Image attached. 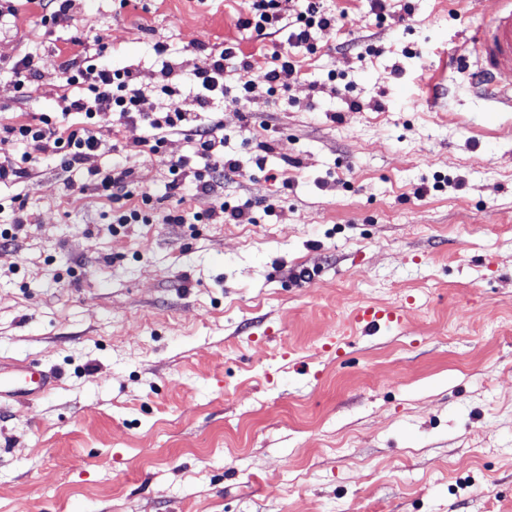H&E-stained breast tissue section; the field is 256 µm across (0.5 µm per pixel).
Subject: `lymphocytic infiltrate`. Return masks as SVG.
<instances>
[{
  "label": "lymphocytic infiltrate",
  "instance_id": "f902f5d3",
  "mask_svg": "<svg viewBox=\"0 0 512 512\" xmlns=\"http://www.w3.org/2000/svg\"><path fill=\"white\" fill-rule=\"evenodd\" d=\"M236 60L241 73L249 72L251 62L248 56L239 53L233 45L206 54L204 63L192 79L195 109L199 112L212 111L215 101L224 97V64ZM63 81L77 87L78 95L70 99L66 109L83 113L86 122L77 128L59 132L50 116H41L38 123H20L0 127V134L12 138L23 147L19 158L0 161V181L21 177L25 166L31 160L32 152H39L60 160L68 168L80 166L87 155L99 147L90 124L95 118L107 112L120 116L139 117L146 123L148 135L144 140L151 154H160L169 132L184 125H191L190 111L177 104L181 96L179 87L160 85L159 91L171 103L164 112H151L146 108V95L142 89L141 76L133 69L113 70L95 63L92 54H76L61 59L57 65ZM198 153L211 157L212 164L206 173L195 177L198 191L207 192L213 188L215 175L237 172L235 160L224 158L218 151L220 141L214 128L192 125Z\"/></svg>",
  "mask_w": 512,
  "mask_h": 512
}]
</instances>
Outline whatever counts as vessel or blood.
I'll list each match as a JSON object with an SVG mask.
<instances>
[{"mask_svg": "<svg viewBox=\"0 0 512 512\" xmlns=\"http://www.w3.org/2000/svg\"><path fill=\"white\" fill-rule=\"evenodd\" d=\"M498 13L491 21L480 22L471 40L479 64L478 73L487 79L486 93L512 91V0H499ZM401 313L393 308L365 305L357 309L354 327L364 330L401 322ZM57 377L33 366H20L12 372L0 369V396L21 402H33L53 389Z\"/></svg>", "mask_w": 512, "mask_h": 512, "instance_id": "1", "label": "vessel or blood"}]
</instances>
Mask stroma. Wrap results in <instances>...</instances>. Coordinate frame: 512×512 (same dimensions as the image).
<instances>
[{
  "label": "stroma",
  "mask_w": 512,
  "mask_h": 512,
  "mask_svg": "<svg viewBox=\"0 0 512 512\" xmlns=\"http://www.w3.org/2000/svg\"><path fill=\"white\" fill-rule=\"evenodd\" d=\"M14 6L0 60L99 35L160 112L157 85L232 43L257 92L198 115L239 167L210 193L187 136L156 157L110 113L79 167L0 182V230L24 223L0 248V365L58 377L0 398V512H512V107L474 88L468 42L498 0H323L334 26L274 90L288 34L240 29L246 0H75L53 29ZM76 93L49 66L25 100L0 74V126ZM116 161L130 198L90 185ZM223 203L253 223L209 220ZM365 304L406 318L352 329ZM272 57L278 63L266 73V83L269 85V89L288 88L289 82L294 80L298 74L295 64L288 59L287 54L274 52Z\"/></svg>",
  "instance_id": "obj_1"
}]
</instances>
